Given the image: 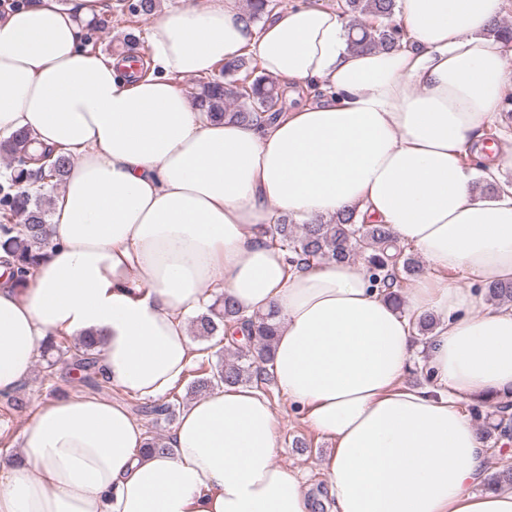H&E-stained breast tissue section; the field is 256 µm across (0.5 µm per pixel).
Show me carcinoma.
<instances>
[{
  "instance_id": "obj_1",
  "label": "carcinoma",
  "mask_w": 512,
  "mask_h": 512,
  "mask_svg": "<svg viewBox=\"0 0 512 512\" xmlns=\"http://www.w3.org/2000/svg\"><path fill=\"white\" fill-rule=\"evenodd\" d=\"M246 11L256 23L269 15L273 0H245ZM396 0H340L338 8L351 20L352 33L348 46L356 52L390 49L400 44L403 28L394 23ZM200 111L211 119L242 123L269 122L280 115L279 87L264 75L256 74L250 58L241 55L221 64L218 72L197 84L194 96ZM27 135L17 133L0 141V153L8 159V172L0 175V248L12 257V279L19 286L46 256L49 227L43 199L32 194L26 186L37 184L54 188L69 172L72 159L63 152L43 150L36 156L30 152ZM22 224H13L14 218ZM271 244L288 251L289 262L307 267L331 260L360 258L369 274L371 286L379 289L395 306H402V293L409 282L421 274L419 261L410 253L411 247L396 246L395 254L386 250L392 246L393 235L384 224H360L353 210L340 212L316 224H290L284 218L269 229ZM488 299L498 305L512 304V281L495 282L484 287ZM237 325L244 340L256 350L236 349L233 358L207 371L204 364L193 369L194 378L188 383L190 392H206L224 386H237L252 381H269L267 365L272 359L275 326L269 316L258 315L244 319L230 299L221 307L211 305L196 319L197 335H216L228 324ZM96 340L92 337L76 348L64 346L63 341L50 340L44 352L66 349L75 351L76 366L84 371L95 367L93 352ZM495 408L501 416L486 426L484 439L499 440L506 434L512 417L505 415L512 400L500 401ZM135 409L148 416H170L174 404L149 405L145 402ZM487 486H512V465L488 475Z\"/></svg>"
}]
</instances>
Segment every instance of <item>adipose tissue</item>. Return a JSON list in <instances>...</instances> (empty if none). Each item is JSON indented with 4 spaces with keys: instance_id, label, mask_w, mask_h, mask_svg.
Returning a JSON list of instances; mask_svg holds the SVG:
<instances>
[{
    "instance_id": "ef3b65f1",
    "label": "adipose tissue",
    "mask_w": 512,
    "mask_h": 512,
    "mask_svg": "<svg viewBox=\"0 0 512 512\" xmlns=\"http://www.w3.org/2000/svg\"><path fill=\"white\" fill-rule=\"evenodd\" d=\"M401 47L355 53L347 20L300 0L255 26L240 0H187L149 25L152 71L81 43L107 0H34L0 16V138L75 158L51 248L25 287L0 251V395L31 376L53 336H101L102 380L163 399L192 347L184 320L217 295L246 317L275 313L269 371L334 447L333 512H512L484 488V442L460 404L512 397V307L425 277L405 310L364 266L288 271L267 230L353 209L437 268L512 279V137L482 130L512 95L506 44L484 35L500 0H397ZM254 52L264 74L322 96L276 121H211L180 83ZM473 149L483 171L464 165ZM497 184L475 198V178ZM440 324L418 348L411 318ZM421 359L430 384L404 377ZM120 403L73 391L38 408L21 450H0V512H309L274 461L277 419L252 386L183 408L167 454Z\"/></svg>"
}]
</instances>
